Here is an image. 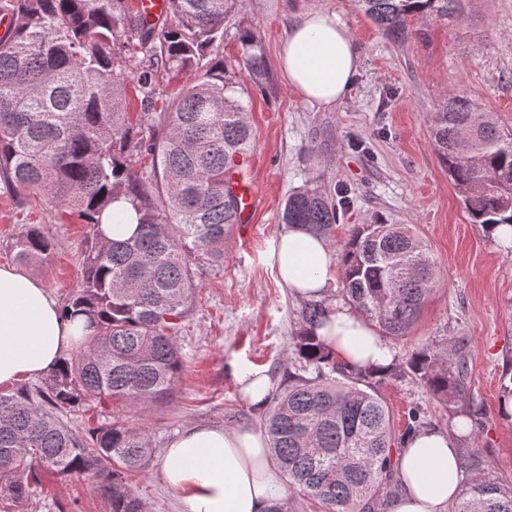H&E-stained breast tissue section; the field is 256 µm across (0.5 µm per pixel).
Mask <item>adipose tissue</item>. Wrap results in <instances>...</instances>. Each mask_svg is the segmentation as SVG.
I'll use <instances>...</instances> for the list:
<instances>
[{
	"instance_id": "obj_1",
	"label": "adipose tissue",
	"mask_w": 512,
	"mask_h": 512,
	"mask_svg": "<svg viewBox=\"0 0 512 512\" xmlns=\"http://www.w3.org/2000/svg\"><path fill=\"white\" fill-rule=\"evenodd\" d=\"M279 63L289 86L312 103L337 104L361 68L352 36L340 17L313 8L281 42ZM272 256L283 287L301 301L329 294L333 252L325 238L298 226L280 236ZM83 324L70 317L44 284L0 265V386L35 378L55 368ZM337 360L357 369L390 367L395 350L349 306L329 303L316 328ZM461 423L451 430L425 429L402 442L397 455L399 490L385 512H448L460 492ZM163 477L184 512H268L287 500L266 431L191 425L166 451Z\"/></svg>"
}]
</instances>
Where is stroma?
I'll use <instances>...</instances> for the list:
<instances>
[{"label":"stroma","mask_w":512,"mask_h":512,"mask_svg":"<svg viewBox=\"0 0 512 512\" xmlns=\"http://www.w3.org/2000/svg\"><path fill=\"white\" fill-rule=\"evenodd\" d=\"M311 8L339 15L361 57L351 90L329 108L293 92L277 64L281 39ZM462 10L446 23L417 19L414 34L395 40L357 0H241L220 53L227 79L248 104L260 205L251 224L230 231L223 266L204 265L195 274L178 332L185 366L171 396L131 410L66 416L81 435L114 418L149 430L155 453L133 480L146 512H182L162 468L169 442L184 428L258 426L234 380L237 368H265L278 390L299 368L295 343L304 304L280 285L271 253L286 230L280 217L288 195L306 188L348 191L350 204L330 240L334 251L342 250L355 224H406L427 244L440 278L410 335L394 342L397 360L405 362L435 339L466 338L472 352L468 390L482 411L478 445L490 474L512 482V420L499 413L502 377L512 373V249L471 223L429 129L431 114L457 89L512 129V0H463ZM247 31L256 34L266 56L268 79L250 80L237 66L239 37ZM33 224L53 241L54 251L25 272L67 304L92 243L88 224L44 193H19L0 180V265L14 264L10 245ZM378 390L396 429L405 428L407 411L417 404L437 428L451 424L452 409L410 378L384 379ZM39 479L24 512H111L88 476L63 479L43 471Z\"/></svg>","instance_id":"stroma-1"}]
</instances>
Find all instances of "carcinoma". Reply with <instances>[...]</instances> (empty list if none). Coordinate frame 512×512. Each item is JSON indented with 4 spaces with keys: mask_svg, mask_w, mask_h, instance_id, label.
I'll use <instances>...</instances> for the list:
<instances>
[{
    "mask_svg": "<svg viewBox=\"0 0 512 512\" xmlns=\"http://www.w3.org/2000/svg\"><path fill=\"white\" fill-rule=\"evenodd\" d=\"M239 0H169L151 21L130 0H14L13 29L0 37V175L17 190H40L57 205L82 209L93 242L83 278L65 309L91 332L41 385L0 392V491L4 507L32 494L36 471L59 477L90 474L112 512H143L129 477L143 471L154 448L149 431L114 419L80 438L62 414L106 402L142 407L166 399L184 365L178 324L193 289V267L224 264V241L240 223L229 166L254 136L246 104L224 81L227 65L211 57L224 20ZM394 38L409 20H448L462 0H357ZM242 67L264 71L256 36H240ZM143 54L137 85L143 125L122 112L123 82L113 74L118 51ZM192 69L197 80L165 112H155L156 74ZM471 99L452 93L432 113L433 145L462 194L471 223L512 227V131L491 116L476 135ZM149 135H140L141 128ZM152 156L142 177L127 155ZM125 200L137 216L129 237L112 238L102 214ZM339 222L335 198L311 189L291 193L281 223L330 238ZM52 242L37 226L13 242L24 265L45 261ZM344 299L385 339L409 335L436 281L427 245L405 224H355L343 256ZM327 308L301 313L296 351L300 372L260 406L274 461L288 487L322 512H384L398 487L395 443L432 426L419 406L396 435L373 381L405 377L444 403L468 398L470 350L462 339L435 340L405 367L382 374L354 370L327 350L313 330ZM467 478L454 512H512V484L485 471L469 452Z\"/></svg>",
    "mask_w": 512,
    "mask_h": 512,
    "instance_id": "obj_1",
    "label": "carcinoma"
}]
</instances>
